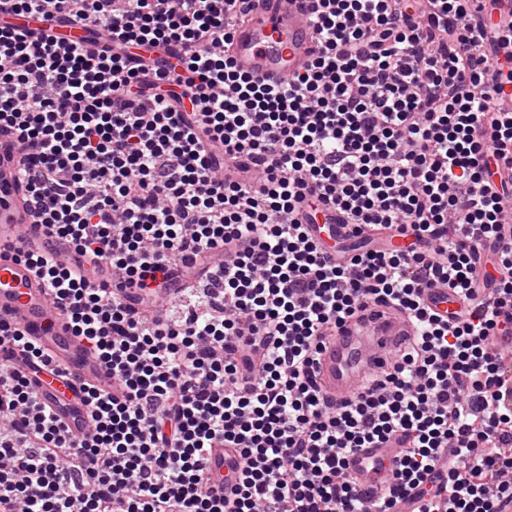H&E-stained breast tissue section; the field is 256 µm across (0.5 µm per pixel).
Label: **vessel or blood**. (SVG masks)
Segmentation results:
<instances>
[{"label":"vessel or blood","instance_id":"b4317fda","mask_svg":"<svg viewBox=\"0 0 512 512\" xmlns=\"http://www.w3.org/2000/svg\"><path fill=\"white\" fill-rule=\"evenodd\" d=\"M314 27L309 0H255L244 22L232 33L229 54L241 74L284 84L303 72L318 54ZM15 157L10 138L0 134V322L20 326L27 336L68 365L69 373L64 378L51 369H41L39 395L49 404L65 403L72 430L81 435L86 431L84 414L76 405L81 388L88 384L105 387L109 380L96 354L56 316L45 283L23 260L4 253L5 247L16 243L33 251L47 244L35 210L23 198ZM315 226L322 241L330 246L353 232L352 225L328 207L317 215ZM425 298L443 315L458 307L455 295L443 287L428 288ZM415 332L412 322L382 307L376 308L370 320L337 332L319 358L318 382L323 394L338 404L350 399L365 378ZM397 452V445L390 444L351 456V468L363 490L380 489L375 473L364 467L365 458L389 460Z\"/></svg>","mask_w":512,"mask_h":512}]
</instances>
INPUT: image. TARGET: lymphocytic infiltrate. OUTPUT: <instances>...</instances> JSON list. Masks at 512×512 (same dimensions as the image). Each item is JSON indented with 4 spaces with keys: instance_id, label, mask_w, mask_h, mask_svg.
Returning <instances> with one entry per match:
<instances>
[{
    "instance_id": "f902f5d3",
    "label": "lymphocytic infiltrate",
    "mask_w": 512,
    "mask_h": 512,
    "mask_svg": "<svg viewBox=\"0 0 512 512\" xmlns=\"http://www.w3.org/2000/svg\"><path fill=\"white\" fill-rule=\"evenodd\" d=\"M49 1L107 39L0 25V126L68 252L23 258L113 389L85 387L77 437L10 360L44 365L41 346L0 325V512H512V55L493 54L512 0H315L321 51L277 88L228 54L248 0L0 11ZM326 205L356 252L311 235ZM434 283L453 314L425 304ZM374 303L416 333L334 405L320 350ZM391 440L374 500L347 459Z\"/></svg>"
}]
</instances>
